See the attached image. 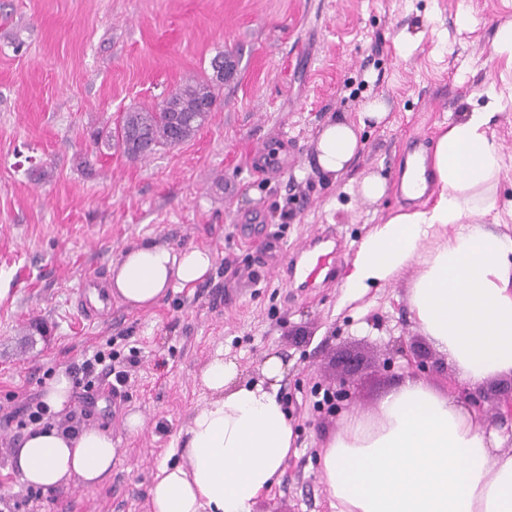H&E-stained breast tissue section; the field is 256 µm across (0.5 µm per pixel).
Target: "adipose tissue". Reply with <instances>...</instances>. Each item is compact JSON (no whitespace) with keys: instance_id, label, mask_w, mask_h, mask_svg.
Wrapping results in <instances>:
<instances>
[{"instance_id":"1","label":"adipose tissue","mask_w":512,"mask_h":512,"mask_svg":"<svg viewBox=\"0 0 512 512\" xmlns=\"http://www.w3.org/2000/svg\"><path fill=\"white\" fill-rule=\"evenodd\" d=\"M485 94L486 108L440 127L431 179L405 177L413 197L435 183L433 206L376 225L343 281L346 294L357 298L416 267L410 316L446 356L456 383L471 390L512 374V236L486 222L499 205L503 159L492 128L501 96L492 86ZM386 116L385 103L374 100L357 121L333 119L317 137V167L329 177L344 175L361 148L358 127ZM212 267L205 250L133 245L113 263L106 293L147 309L169 289L202 281ZM287 370L283 358L271 355L261 379L244 382L236 360L216 353L201 373L211 398L190 418L181 462L156 475L151 512H251L295 452L278 397ZM504 437L454 394L407 377L373 412H349L329 439L322 463L331 506L334 512H512V449L501 448ZM115 455L102 429L69 435L53 426L24 435L16 468L23 482L48 492L73 478L101 482Z\"/></svg>"}]
</instances>
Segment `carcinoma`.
<instances>
[{
    "label": "carcinoma",
    "mask_w": 512,
    "mask_h": 512,
    "mask_svg": "<svg viewBox=\"0 0 512 512\" xmlns=\"http://www.w3.org/2000/svg\"><path fill=\"white\" fill-rule=\"evenodd\" d=\"M220 81L204 76L185 83L175 90L168 102H159L153 107H134L120 115L118 120L98 132L97 140L106 149L112 148L122 152L131 160L145 157L137 152L131 143L130 133L141 130L146 132L154 153L162 148L175 146L170 137L168 113L177 112L181 117V141L191 138L205 125L217 102Z\"/></svg>",
    "instance_id": "cac0c4a2"
}]
</instances>
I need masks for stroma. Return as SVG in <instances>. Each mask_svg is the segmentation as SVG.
Instances as JSON below:
<instances>
[{"label":"stroma","instance_id":"obj_1","mask_svg":"<svg viewBox=\"0 0 512 512\" xmlns=\"http://www.w3.org/2000/svg\"><path fill=\"white\" fill-rule=\"evenodd\" d=\"M509 21L512 0H0V506L28 490L11 471L24 431L4 412L43 398L83 349L108 341L136 360L130 382L59 426L108 433L111 476L70 480L19 512H150L148 490L209 399L199 374L219 350L248 380L269 355L288 364L279 397L296 453L252 512H332L328 437L403 381L382 366L389 349L431 346L407 309L415 269L350 299L346 264L376 224L432 202L431 189L406 199V162L431 161L440 125L484 108L491 84L503 94L497 195L512 199V63L494 51ZM219 53L224 85L193 138L142 160L94 143L128 108L210 72ZM375 99L385 124L360 130L350 171L323 175V125ZM371 175L387 182L375 203L357 190ZM146 241L208 250L209 277L146 310L108 299L85 319L77 284L107 281ZM328 253L330 274L305 279L308 255ZM343 350L360 369L351 399L330 401Z\"/></svg>","mask_w":512,"mask_h":512}]
</instances>
